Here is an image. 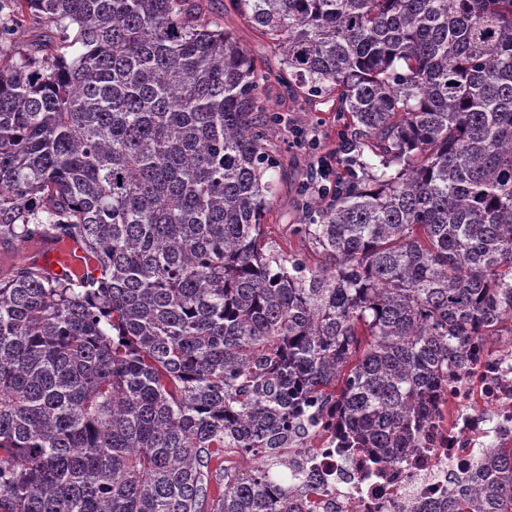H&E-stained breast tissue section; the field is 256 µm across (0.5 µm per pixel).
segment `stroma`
I'll return each instance as SVG.
<instances>
[{
	"label": "stroma",
	"mask_w": 512,
	"mask_h": 512,
	"mask_svg": "<svg viewBox=\"0 0 512 512\" xmlns=\"http://www.w3.org/2000/svg\"><path fill=\"white\" fill-rule=\"evenodd\" d=\"M204 14L224 26L239 45L256 58L262 70L270 73L278 70L281 63L279 50L238 15L225 12L222 0H206ZM264 97L281 116L280 126L274 136L278 166L272 177L276 185V196L265 217L266 232L284 250L305 255L310 264L315 266L322 262L317 249L292 233L293 224L297 223L305 208L299 190L319 157H335L342 139V128L336 120L332 101L318 98L308 101L273 82L265 83ZM297 129L314 138L317 145L315 152L304 153L290 148L292 134ZM42 256L41 244L1 240L0 279H10L23 267L40 266Z\"/></svg>",
	"instance_id": "obj_1"
}]
</instances>
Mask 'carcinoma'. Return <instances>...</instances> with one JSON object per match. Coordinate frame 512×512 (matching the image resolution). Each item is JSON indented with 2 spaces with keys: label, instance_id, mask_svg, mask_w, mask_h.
Here are the masks:
<instances>
[{
  "label": "carcinoma",
  "instance_id": "carcinoma-1",
  "mask_svg": "<svg viewBox=\"0 0 512 512\" xmlns=\"http://www.w3.org/2000/svg\"><path fill=\"white\" fill-rule=\"evenodd\" d=\"M8 2L59 39L0 50V239L90 271L0 280V512H304L282 450L328 405L408 459L512 320V0H224L358 147L294 225L319 266L266 237L279 116L199 0ZM407 512H512V447ZM79 255L80 250L75 246V244H70L66 248L53 244L49 246V250L45 256L48 263L47 265L50 268L60 271L62 270V265L67 266L70 269L75 268L79 263Z\"/></svg>",
  "mask_w": 512,
  "mask_h": 512
}]
</instances>
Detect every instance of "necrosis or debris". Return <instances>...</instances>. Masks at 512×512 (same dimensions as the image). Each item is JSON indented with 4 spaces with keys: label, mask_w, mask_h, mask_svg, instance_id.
<instances>
[{
    "label": "necrosis or debris",
    "mask_w": 512,
    "mask_h": 512,
    "mask_svg": "<svg viewBox=\"0 0 512 512\" xmlns=\"http://www.w3.org/2000/svg\"><path fill=\"white\" fill-rule=\"evenodd\" d=\"M439 418L407 464L373 466L363 454L332 444L335 408L325 409L317 438L285 451L289 473L320 479L315 512H401L406 503H428L454 490L489 448L512 446V336L497 348L477 345L448 370L439 395Z\"/></svg>",
    "instance_id": "4bbe7bcc"
}]
</instances>
